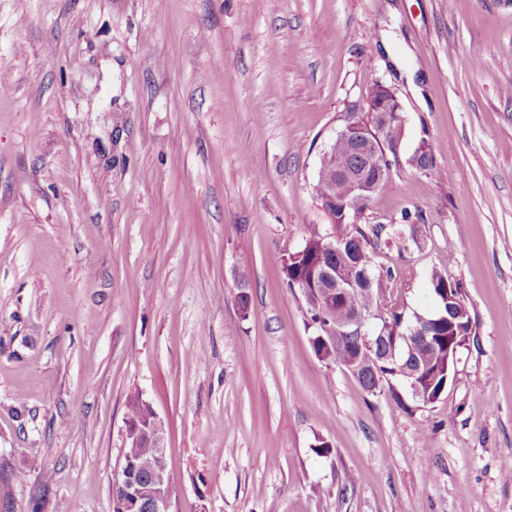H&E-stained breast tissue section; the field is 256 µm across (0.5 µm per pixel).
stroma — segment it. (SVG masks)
Here are the masks:
<instances>
[{"label":"stroma","mask_w":512,"mask_h":512,"mask_svg":"<svg viewBox=\"0 0 512 512\" xmlns=\"http://www.w3.org/2000/svg\"><path fill=\"white\" fill-rule=\"evenodd\" d=\"M377 82L402 161L361 221H420L373 268L476 332L427 405L318 360L283 273ZM510 86L502 0H0V512H112L135 391L173 512H512Z\"/></svg>","instance_id":"obj_1"}]
</instances>
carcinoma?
<instances>
[{"label":"carcinoma","mask_w":512,"mask_h":512,"mask_svg":"<svg viewBox=\"0 0 512 512\" xmlns=\"http://www.w3.org/2000/svg\"><path fill=\"white\" fill-rule=\"evenodd\" d=\"M331 160L338 165L340 172L336 177L315 186L317 199L352 197L358 203L357 217L346 218L338 208L325 210L330 219L331 232L312 235L300 249L284 254L283 272L287 285L300 291L315 328L327 323L340 328L357 307L370 305L385 322L383 329L387 341L384 349L372 350L364 347L358 337L344 334L328 346L316 333L311 338L313 352L315 356L321 355L327 358V362L349 371L365 391L374 395L390 384L391 379L402 377V354L408 351L412 368L418 371L417 381L421 391L429 399H436L448 388L446 376L454 373V369L448 368V337L472 334V320L461 288L445 275L433 277L432 286L437 301L436 310L430 317L433 321L430 328L433 342L417 338L413 340L412 347H407L404 336L411 334V324L404 320L403 313L395 310L391 297L382 288L383 275L374 273L373 255L382 247L389 248L396 244L406 249L407 242H417L414 236L406 237L402 232L404 226L414 228L417 217L408 211L402 213L400 227L387 235L381 224L359 223L358 216L368 208L373 197L369 186L376 182L385 185L389 181L388 167L368 162L363 153L355 151L351 143L343 139L333 143ZM409 163L417 171L430 175L438 173L429 151H415ZM332 240L340 244L334 253L326 249L327 242ZM323 263L336 272L338 279L353 277V284L343 298L334 302L333 314L329 317L321 309L326 283L318 273V267ZM127 414L129 422L141 425L147 424L154 416L151 407L137 392L128 396ZM124 457L137 464L142 476L165 467V458L147 442L126 445Z\"/></svg>","instance_id":"1"}]
</instances>
